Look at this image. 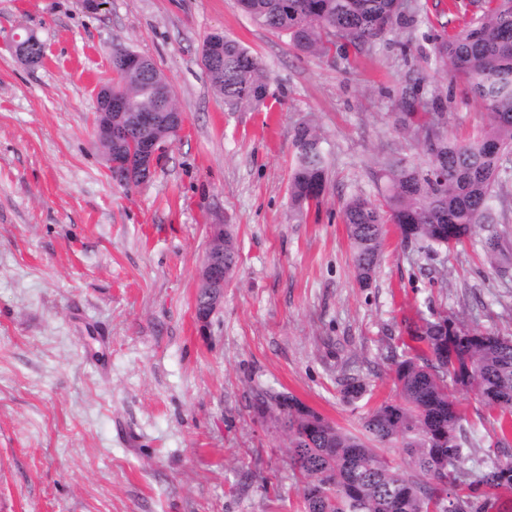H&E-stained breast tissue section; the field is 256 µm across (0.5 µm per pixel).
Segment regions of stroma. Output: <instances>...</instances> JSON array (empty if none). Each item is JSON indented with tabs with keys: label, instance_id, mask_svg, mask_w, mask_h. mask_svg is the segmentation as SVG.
I'll list each match as a JSON object with an SVG mask.
<instances>
[{
	"label": "stroma",
	"instance_id": "obj_1",
	"mask_svg": "<svg viewBox=\"0 0 512 512\" xmlns=\"http://www.w3.org/2000/svg\"><path fill=\"white\" fill-rule=\"evenodd\" d=\"M417 14L370 52L305 54L237 0H0V512H303L288 433L253 408L286 393L357 430L395 400L390 356L424 320L512 336V261L491 270L488 226L448 249L403 243L390 224L361 285L342 206L377 199L386 157L422 163L396 127L440 94L441 127L481 133L487 109L432 60V37L484 0H411ZM32 31L41 64L15 55ZM226 33L259 58L271 98L229 110L201 64ZM151 59L184 113L156 175L116 185L94 137L112 51ZM316 126L330 166L319 205L295 214L296 127ZM238 259L200 330L198 270L210 227ZM367 386L349 402L351 380ZM476 457L499 431L474 390L456 392Z\"/></svg>",
	"mask_w": 512,
	"mask_h": 512
}]
</instances>
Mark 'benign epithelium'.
Wrapping results in <instances>:
<instances>
[{
  "mask_svg": "<svg viewBox=\"0 0 512 512\" xmlns=\"http://www.w3.org/2000/svg\"><path fill=\"white\" fill-rule=\"evenodd\" d=\"M98 115L96 135L98 140H110L120 134V127L112 121V112L119 114L128 111L126 101L112 91V85L103 84L96 89ZM168 129V138H154L152 131L159 122ZM130 123L141 130V137L130 149V156L109 152L106 154L108 169L112 177L128 186L147 182L160 163L159 156L169 140L176 138L184 125L181 112H168L161 116L158 112H138L132 115ZM210 247L202 261L199 274V291L204 294V305L197 311L200 327H208L213 313L224 303V287L230 271L224 267V225H211Z\"/></svg>",
  "mask_w": 512,
  "mask_h": 512,
  "instance_id": "obj_1",
  "label": "benign epithelium"
}]
</instances>
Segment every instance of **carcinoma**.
Masks as SVG:
<instances>
[{"label":"carcinoma","mask_w":512,"mask_h":512,"mask_svg":"<svg viewBox=\"0 0 512 512\" xmlns=\"http://www.w3.org/2000/svg\"><path fill=\"white\" fill-rule=\"evenodd\" d=\"M259 26L286 37L303 53L351 48L362 52L405 16L403 0H239ZM218 40L224 64L206 69L213 92L230 110H258L269 97V78L249 48ZM435 63L462 75L487 106L482 136L459 142L434 121L420 124L425 162H388L383 201L355 197L342 207L361 284L377 266L384 226L395 224L402 242L448 248L479 224H496L507 209L493 207L497 183L512 181V0H488L486 10L461 30L436 39ZM116 91L132 112H176L158 90L169 86L149 58L133 67L112 66ZM296 164L289 183L292 206L301 212L319 202L327 181V156L317 129L303 124L293 136ZM490 267H497L500 237L481 241ZM413 339L430 357L392 354L398 399L371 410L361 434L343 430L288 396L275 416L288 431L291 464L304 477L305 512H491L497 493L512 490V454L492 452L475 465L474 444L463 425L454 390L477 391L500 417L512 416V336L464 331L444 319L426 323ZM397 445L390 459L379 447Z\"/></svg>","instance_id":"carcinoma-1"}]
</instances>
